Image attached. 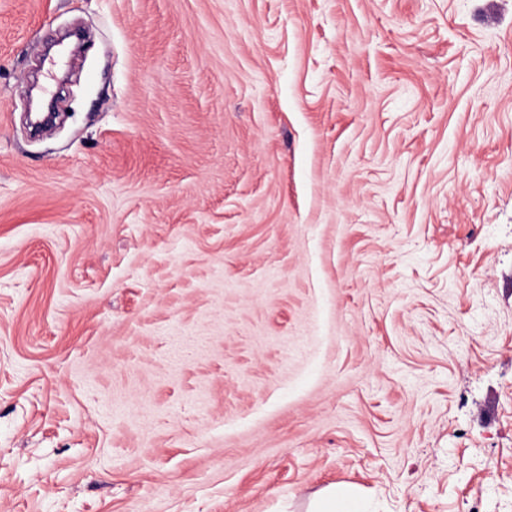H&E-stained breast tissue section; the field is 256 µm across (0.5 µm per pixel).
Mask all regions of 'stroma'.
I'll use <instances>...</instances> for the list:
<instances>
[{"instance_id": "stroma-1", "label": "stroma", "mask_w": 512, "mask_h": 512, "mask_svg": "<svg viewBox=\"0 0 512 512\" xmlns=\"http://www.w3.org/2000/svg\"><path fill=\"white\" fill-rule=\"evenodd\" d=\"M333 485L512 512V0H0V512Z\"/></svg>"}]
</instances>
